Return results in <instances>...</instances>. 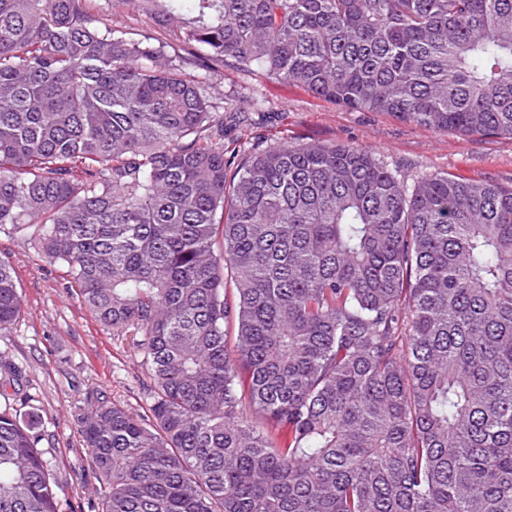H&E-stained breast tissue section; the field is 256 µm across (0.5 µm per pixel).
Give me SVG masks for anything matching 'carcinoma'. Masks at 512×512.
<instances>
[{
	"label": "carcinoma",
	"mask_w": 512,
	"mask_h": 512,
	"mask_svg": "<svg viewBox=\"0 0 512 512\" xmlns=\"http://www.w3.org/2000/svg\"><path fill=\"white\" fill-rule=\"evenodd\" d=\"M120 2L208 68L512 138V0ZM259 111L87 0H0V233L152 382L146 417L78 416L99 512H512V185L224 152ZM23 308L0 258V331ZM39 425L0 408V512H59Z\"/></svg>",
	"instance_id": "carcinoma-1"
}]
</instances>
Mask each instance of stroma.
I'll use <instances>...</instances> for the list:
<instances>
[{"mask_svg": "<svg viewBox=\"0 0 512 512\" xmlns=\"http://www.w3.org/2000/svg\"><path fill=\"white\" fill-rule=\"evenodd\" d=\"M108 24L146 43H166L183 58V71L216 94L257 100L246 121L224 119L226 147L282 142L344 144L372 150L407 183L447 172L473 180L512 184V139L437 131L384 112L331 104L297 81H277L258 71L227 64L206 71L188 58L177 28H164L112 0H93ZM0 257L11 261L24 309L0 333V359L21 371L16 387L0 393V404L37 413L39 448L61 489L60 512H98L99 484L79 431L78 414L91 395L145 416L151 380L127 337L95 320L68 287L64 266L51 263L19 239L1 234Z\"/></svg>", "mask_w": 512, "mask_h": 512, "instance_id": "35a3bbf8", "label": "stroma"}]
</instances>
